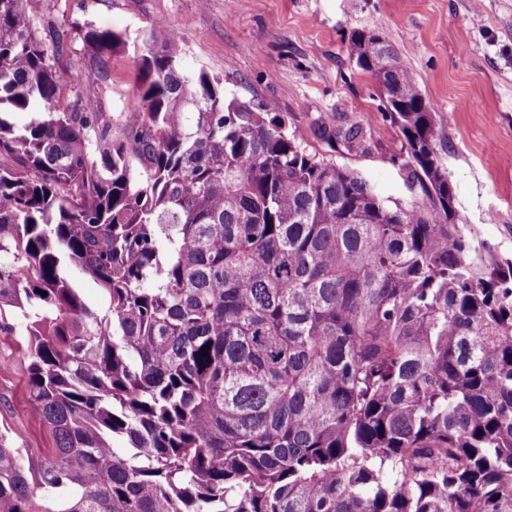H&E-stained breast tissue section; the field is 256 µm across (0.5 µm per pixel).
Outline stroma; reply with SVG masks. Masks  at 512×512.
Here are the masks:
<instances>
[{"label":"stroma","mask_w":512,"mask_h":512,"mask_svg":"<svg viewBox=\"0 0 512 512\" xmlns=\"http://www.w3.org/2000/svg\"><path fill=\"white\" fill-rule=\"evenodd\" d=\"M44 0L39 24H92L125 32L110 76L96 81L82 54L63 58L68 85L98 82L104 111H120L135 82L137 47L157 21L184 42L183 65L224 80L227 96L284 120L309 152L357 170L382 196L408 199L407 172L393 161L402 137L383 111V94L347 53L353 31L381 27L435 106L444 137L438 153L475 236L512 261V0ZM359 125L364 153L321 140L319 122ZM22 327L0 332V427L28 448L49 444L32 418L21 359Z\"/></svg>","instance_id":"1"}]
</instances>
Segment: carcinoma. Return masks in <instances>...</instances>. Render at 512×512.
<instances>
[{"label":"carcinoma","instance_id":"cac0c4a2","mask_svg":"<svg viewBox=\"0 0 512 512\" xmlns=\"http://www.w3.org/2000/svg\"><path fill=\"white\" fill-rule=\"evenodd\" d=\"M42 2L0 0V331L29 336L53 443L0 432V512H512V263L461 221L380 28L348 55L403 137L407 202L185 69L163 23L121 111L69 95L75 40L102 81L127 41L40 28ZM317 132L368 151L358 125ZM73 276L78 288L82 289V295L86 304L94 311L105 314L109 310L110 299L101 290L98 283L92 277L80 271H75Z\"/></svg>","mask_w":512,"mask_h":512}]
</instances>
